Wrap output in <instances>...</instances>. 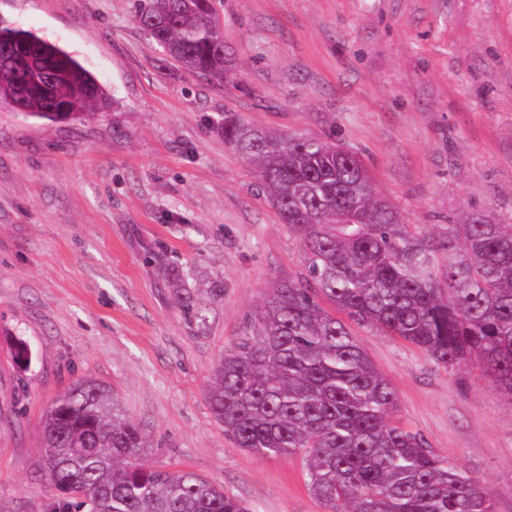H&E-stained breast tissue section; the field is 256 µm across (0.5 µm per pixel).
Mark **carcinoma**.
<instances>
[{
    "instance_id": "carcinoma-1",
    "label": "carcinoma",
    "mask_w": 512,
    "mask_h": 512,
    "mask_svg": "<svg viewBox=\"0 0 512 512\" xmlns=\"http://www.w3.org/2000/svg\"><path fill=\"white\" fill-rule=\"evenodd\" d=\"M135 18L167 57L222 83L234 69L217 0H134ZM30 57L53 78L21 92L0 66V103L65 121L111 102L95 76L56 43L0 20V54ZM224 142L252 164L300 240L307 276L272 288L224 351L208 390L236 447L300 454L327 512H493V492L393 421L397 396L345 323L321 307L399 336L446 368L479 364L512 398V224L474 213L438 238L410 229L361 161L330 140L278 133L228 115ZM44 473L85 512H250L187 471L140 463L147 442L117 399L74 383L44 419Z\"/></svg>"
}]
</instances>
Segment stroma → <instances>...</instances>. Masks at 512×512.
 Listing matches in <instances>:
<instances>
[{
	"instance_id": "35a3bbf8",
	"label": "stroma",
	"mask_w": 512,
	"mask_h": 512,
	"mask_svg": "<svg viewBox=\"0 0 512 512\" xmlns=\"http://www.w3.org/2000/svg\"><path fill=\"white\" fill-rule=\"evenodd\" d=\"M236 68L189 74L133 0H0L113 108L50 123L0 105V512H55L43 420L80 379L110 389L149 465L194 472L250 512H324L301 456L237 448L207 395L271 288L304 277L300 241L224 143L232 114L354 153L416 230L512 218V0H221ZM186 289L202 319L172 300ZM350 330L394 388V421L512 512V398L400 337ZM32 351L12 359L14 339Z\"/></svg>"
}]
</instances>
